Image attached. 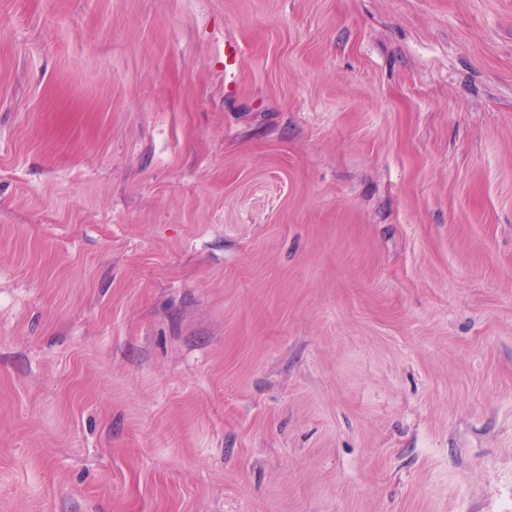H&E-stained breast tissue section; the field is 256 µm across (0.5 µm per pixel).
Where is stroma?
<instances>
[{
    "instance_id": "stroma-1",
    "label": "stroma",
    "mask_w": 512,
    "mask_h": 512,
    "mask_svg": "<svg viewBox=\"0 0 512 512\" xmlns=\"http://www.w3.org/2000/svg\"><path fill=\"white\" fill-rule=\"evenodd\" d=\"M0 512H512V0H0Z\"/></svg>"
}]
</instances>
